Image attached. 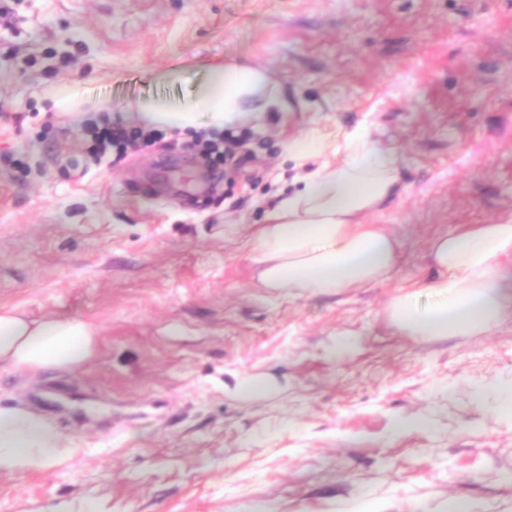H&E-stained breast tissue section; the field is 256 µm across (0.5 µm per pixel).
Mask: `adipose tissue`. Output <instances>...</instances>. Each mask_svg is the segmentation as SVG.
Listing matches in <instances>:
<instances>
[{"instance_id": "obj_1", "label": "adipose tissue", "mask_w": 512, "mask_h": 512, "mask_svg": "<svg viewBox=\"0 0 512 512\" xmlns=\"http://www.w3.org/2000/svg\"><path fill=\"white\" fill-rule=\"evenodd\" d=\"M266 69L243 62L209 67L201 88L186 104L143 102L130 122L182 132L215 131L284 112ZM288 154L317 166L299 190L277 195L255 235L264 287L298 295H333L386 280L397 262V239L368 215L399 185L395 157L366 134L344 138L312 135L288 145ZM431 257L437 278L400 290L388 303L391 324L411 336H476L494 325L508 299L512 275V221L466 224L437 237ZM97 330L77 317L32 319L0 308V369L31 375L73 370L94 358ZM70 436L46 416L24 406H0V474L39 472L65 464L74 454Z\"/></svg>"}]
</instances>
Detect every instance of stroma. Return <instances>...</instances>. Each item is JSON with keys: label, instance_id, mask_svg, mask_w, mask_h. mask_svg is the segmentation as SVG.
<instances>
[{"label": "stroma", "instance_id": "obj_1", "mask_svg": "<svg viewBox=\"0 0 512 512\" xmlns=\"http://www.w3.org/2000/svg\"><path fill=\"white\" fill-rule=\"evenodd\" d=\"M0 307L99 329L73 371H0L77 455L0 474V512H512V309L479 336H409L386 310L436 276L438 236L512 219V0H0ZM266 68L290 108L216 164L190 135L93 157L64 86L112 124L189 100L207 67ZM362 131L401 193L370 221L390 280L264 287L254 235L286 150ZM267 393L244 394V376ZM426 427L395 433L396 420Z\"/></svg>", "mask_w": 512, "mask_h": 512}]
</instances>
